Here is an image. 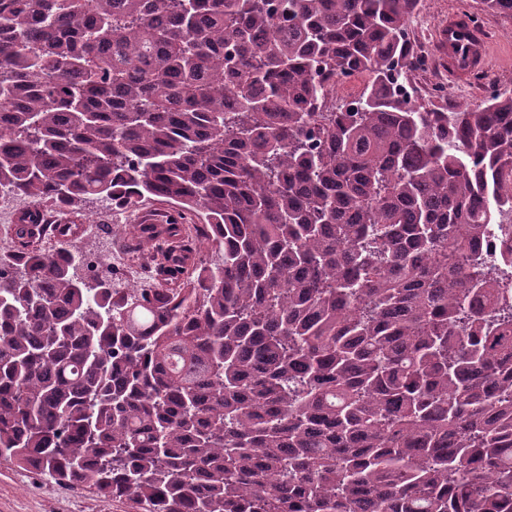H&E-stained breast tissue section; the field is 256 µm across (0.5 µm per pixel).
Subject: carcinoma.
<instances>
[{
  "mask_svg": "<svg viewBox=\"0 0 512 512\" xmlns=\"http://www.w3.org/2000/svg\"><path fill=\"white\" fill-rule=\"evenodd\" d=\"M418 2L0 0V458L144 512H512V89L396 90ZM38 200L180 222L83 252ZM15 209L12 198L0 190V247H9L11 214ZM497 224H490V231L486 233V243L485 249L483 251V255H487L488 257L494 259L500 266L503 267L505 278L507 285L511 288L512 292V260L505 259L502 257L501 252L498 247V239L499 231L497 230Z\"/></svg>",
  "mask_w": 512,
  "mask_h": 512,
  "instance_id": "carcinoma-1",
  "label": "carcinoma"
}]
</instances>
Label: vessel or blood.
I'll return each mask as SVG.
<instances>
[{
    "label": "vessel or blood",
    "mask_w": 512,
    "mask_h": 512,
    "mask_svg": "<svg viewBox=\"0 0 512 512\" xmlns=\"http://www.w3.org/2000/svg\"><path fill=\"white\" fill-rule=\"evenodd\" d=\"M433 38L451 85L467 84L472 73L486 68L491 60V40L474 37L472 29L464 25L463 12H449L447 18L436 24Z\"/></svg>",
    "instance_id": "b4317fda"
}]
</instances>
